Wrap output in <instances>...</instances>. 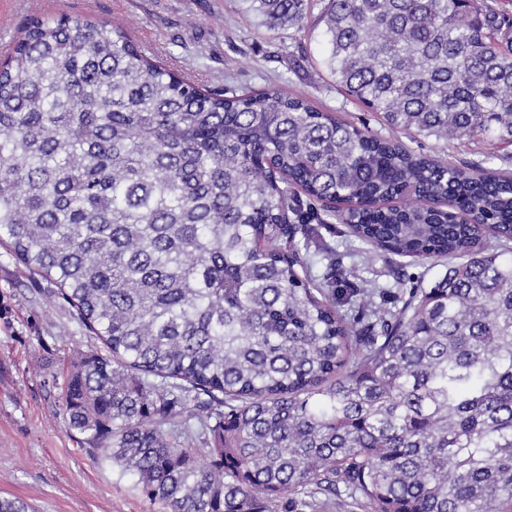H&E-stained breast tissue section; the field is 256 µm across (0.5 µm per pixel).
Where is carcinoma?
Segmentation results:
<instances>
[{
	"label": "carcinoma",
	"instance_id": "obj_1",
	"mask_svg": "<svg viewBox=\"0 0 512 512\" xmlns=\"http://www.w3.org/2000/svg\"><path fill=\"white\" fill-rule=\"evenodd\" d=\"M303 29L304 0H255ZM323 65L393 130L512 143V44L474 0H330ZM385 257L326 255L301 197ZM512 174L363 132L278 87L226 92L108 21L30 17L0 64V244L102 353L69 428L167 512H512ZM211 443L198 464L195 442ZM396 262L405 265L404 273V287L412 288L417 285L429 287L438 276L442 275L448 267V260L441 261L435 265L430 264H417L412 262L410 258L393 257L390 262L385 261L384 258H376L372 262L366 264H359V274L363 278L373 280L380 286H390L394 283V271L396 269Z\"/></svg>",
	"mask_w": 512,
	"mask_h": 512
}]
</instances>
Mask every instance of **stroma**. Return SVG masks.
Listing matches in <instances>:
<instances>
[{"label":"stroma","mask_w":512,"mask_h":512,"mask_svg":"<svg viewBox=\"0 0 512 512\" xmlns=\"http://www.w3.org/2000/svg\"><path fill=\"white\" fill-rule=\"evenodd\" d=\"M304 30L267 28L250 0H0V37L12 42L27 16L107 20L121 24L149 57L210 89L301 94L373 135H390L379 113L351 97L322 61L328 0H307ZM417 154L459 164L489 161L512 171V146L483 140L442 141L410 133ZM311 250L327 246L344 264L359 243L344 225L304 209ZM101 343L78 322L54 280L34 274L0 246V497L35 512H164L121 474L105 452L68 429L56 377Z\"/></svg>","instance_id":"35a3bbf8"}]
</instances>
